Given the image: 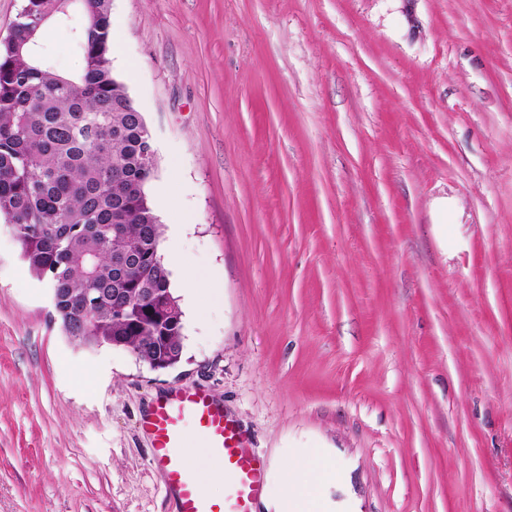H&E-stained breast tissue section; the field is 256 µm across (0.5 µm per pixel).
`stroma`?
<instances>
[{
    "label": "stroma",
    "mask_w": 512,
    "mask_h": 512,
    "mask_svg": "<svg viewBox=\"0 0 512 512\" xmlns=\"http://www.w3.org/2000/svg\"><path fill=\"white\" fill-rule=\"evenodd\" d=\"M82 23L42 30L56 70ZM112 31L182 357L69 340L0 218V512H179L139 421L183 385L264 457L255 512L313 461L316 512H512V0H112Z\"/></svg>",
    "instance_id": "stroma-1"
}]
</instances>
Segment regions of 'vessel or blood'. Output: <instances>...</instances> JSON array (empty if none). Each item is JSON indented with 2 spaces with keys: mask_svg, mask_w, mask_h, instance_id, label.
I'll return each instance as SVG.
<instances>
[{
  "mask_svg": "<svg viewBox=\"0 0 512 512\" xmlns=\"http://www.w3.org/2000/svg\"><path fill=\"white\" fill-rule=\"evenodd\" d=\"M141 425L151 439V461L176 493L179 512H253L265 483V462L211 394L196 388L171 389L150 406ZM190 425L200 433L217 476L228 479L223 504L211 500L190 468L186 437Z\"/></svg>",
  "mask_w": 512,
  "mask_h": 512,
  "instance_id": "obj_1",
  "label": "vessel or blood"
}]
</instances>
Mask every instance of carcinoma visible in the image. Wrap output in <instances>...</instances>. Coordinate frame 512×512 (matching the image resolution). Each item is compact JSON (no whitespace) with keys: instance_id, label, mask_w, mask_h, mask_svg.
I'll return each instance as SVG.
<instances>
[{"instance_id":"carcinoma-1","label":"carcinoma","mask_w":512,"mask_h":512,"mask_svg":"<svg viewBox=\"0 0 512 512\" xmlns=\"http://www.w3.org/2000/svg\"><path fill=\"white\" fill-rule=\"evenodd\" d=\"M80 6L83 66L60 74L37 51L43 26ZM112 0H26L0 43V217L30 272L54 289L55 321L89 349L153 365L182 356V321L147 187L145 124L110 65ZM131 264L120 273L115 259ZM124 291L114 300V289Z\"/></svg>"}]
</instances>
